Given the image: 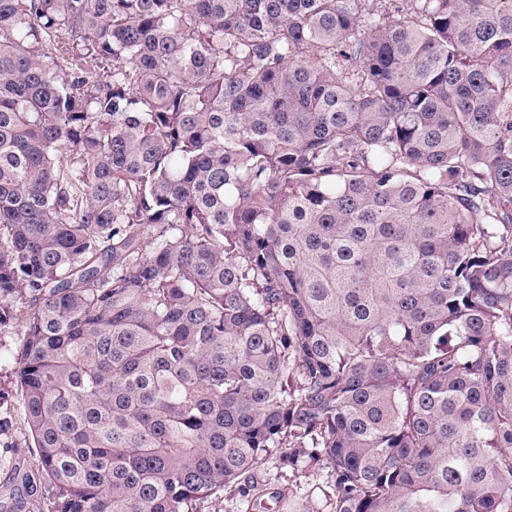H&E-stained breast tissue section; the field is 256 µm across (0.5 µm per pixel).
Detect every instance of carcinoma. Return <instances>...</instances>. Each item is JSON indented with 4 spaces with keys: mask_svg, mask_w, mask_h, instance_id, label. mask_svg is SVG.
Listing matches in <instances>:
<instances>
[{
    "mask_svg": "<svg viewBox=\"0 0 512 512\" xmlns=\"http://www.w3.org/2000/svg\"><path fill=\"white\" fill-rule=\"evenodd\" d=\"M17 301L50 512H512V0H0ZM255 477L261 484H266L262 496L252 500L244 499L230 490L217 497L209 498L204 503H197L199 512H289L302 503L310 505L319 512H328L325 492L329 491L331 482L327 469L308 467L292 470L279 465L276 456H271L258 465ZM290 495L287 505L277 496L279 491Z\"/></svg>",
    "mask_w": 512,
    "mask_h": 512,
    "instance_id": "obj_1",
    "label": "carcinoma"
}]
</instances>
